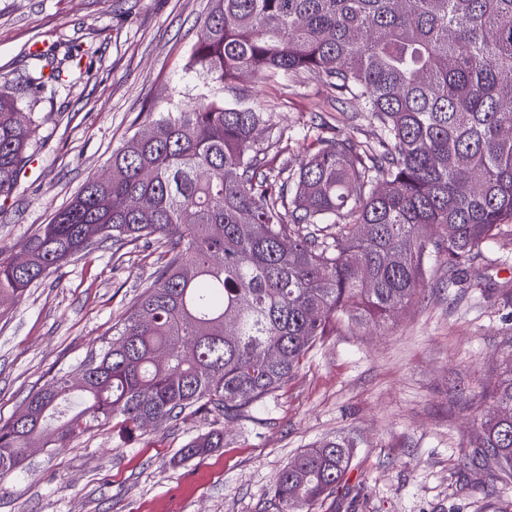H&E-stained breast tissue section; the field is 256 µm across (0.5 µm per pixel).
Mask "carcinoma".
Returning a JSON list of instances; mask_svg holds the SVG:
<instances>
[{
	"label": "carcinoma",
	"instance_id": "carcinoma-1",
	"mask_svg": "<svg viewBox=\"0 0 512 512\" xmlns=\"http://www.w3.org/2000/svg\"><path fill=\"white\" fill-rule=\"evenodd\" d=\"M186 69L214 93L146 113L91 178L21 246L0 256V305L112 244L157 240L160 266L112 338L0 422V480L28 448L62 449L117 421L126 435L218 413L234 421L295 377L341 325L379 326L438 272L463 285L473 255L512 246V0H212ZM79 44L29 55L23 83H73ZM315 80L362 102L374 141L301 131L297 171L269 166L271 114L224 91L238 75ZM0 92V197L16 189L35 123ZM483 393L468 447L512 481V345ZM224 447L211 429L182 459ZM353 442L307 448L276 475L280 512H312L345 479Z\"/></svg>",
	"mask_w": 512,
	"mask_h": 512
}]
</instances>
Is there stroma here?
I'll return each mask as SVG.
<instances>
[{"label":"stroma","instance_id":"obj_1","mask_svg":"<svg viewBox=\"0 0 512 512\" xmlns=\"http://www.w3.org/2000/svg\"><path fill=\"white\" fill-rule=\"evenodd\" d=\"M211 0H0V86L19 88L26 57L80 41L88 71L69 87L25 96L37 121L17 189L0 199V253L64 207L145 113L193 102L199 82L184 65L203 34ZM246 95L271 113L282 138L273 164L299 168L298 134L327 122L341 136L373 138L356 103L310 80L242 77L225 100ZM157 243L106 247L29 288L0 317V419L57 372L100 352L139 286L157 269ZM464 288L432 281L383 328L341 327L308 354L298 375L257 411L234 421L193 416L130 439L105 426L64 450L35 447L0 481V512H279L272 483L296 454L326 439L354 441L348 474L313 512H481V487L512 498L463 467L472 401L499 348L512 340V266L482 248ZM213 427L223 447L184 460L180 448Z\"/></svg>","mask_w":512,"mask_h":512}]
</instances>
